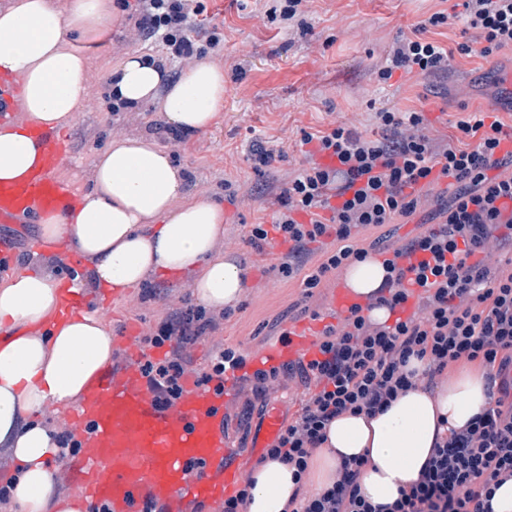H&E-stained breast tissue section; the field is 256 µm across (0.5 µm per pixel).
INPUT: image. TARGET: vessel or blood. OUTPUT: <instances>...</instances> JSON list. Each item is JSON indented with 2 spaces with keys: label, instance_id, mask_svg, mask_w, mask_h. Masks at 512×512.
<instances>
[{
  "label": "vessel or blood",
  "instance_id": "b4317fda",
  "mask_svg": "<svg viewBox=\"0 0 512 512\" xmlns=\"http://www.w3.org/2000/svg\"><path fill=\"white\" fill-rule=\"evenodd\" d=\"M18 105L16 80L0 79V122L11 119ZM35 137L44 146L43 167L22 181L0 184L1 224L63 214L73 201L71 186L54 174L67 146L48 128ZM365 303L344 284L331 297L343 314ZM138 336L135 328L123 335V364L105 368L68 413L82 446L68 466L72 495L107 505L110 512H145L149 502L178 512L188 501H223L243 481L224 437L223 395L190 380L175 406L161 407L140 370ZM310 348L307 335L291 333L274 349L256 354L251 368L289 364Z\"/></svg>",
  "mask_w": 512,
  "mask_h": 512
}]
</instances>
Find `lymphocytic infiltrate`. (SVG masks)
<instances>
[{"label":"lymphocytic infiltrate","mask_w":512,"mask_h":512,"mask_svg":"<svg viewBox=\"0 0 512 512\" xmlns=\"http://www.w3.org/2000/svg\"><path fill=\"white\" fill-rule=\"evenodd\" d=\"M461 21L483 40L482 57L512 46V0H463ZM136 26L142 37L159 41L168 57L184 61L204 55L222 38L211 32L207 44L190 33V20L201 14L199 0H136ZM436 13L415 27V36L397 43L393 67L421 76L447 71V47L427 36L447 24ZM381 138L364 140L346 125L303 132V143H316L329 164H311L282 187L272 224L251 225L247 244L262 249L277 233L288 251L276 267L285 278L302 275L311 244L335 235L339 246L303 285L318 287L330 271L369 252L354 240L367 227H382L411 216L423 189L455 180L453 193L440 200L434 227L394 248L376 306L394 311L416 300L411 315L390 323L372 322L354 306L342 326H325L317 341L319 355L297 362L292 370L310 385L301 412L283 425L265 455L304 473L311 449L326 439L329 423L344 413L375 416L413 385L410 358L428 363L436 378L450 366L478 363L487 374L491 402L462 430L436 443L420 478L403 487L389 512H489L496 487L512 478V267L491 269L493 251L512 246V153L498 149L508 133L500 120L471 112L457 123L473 147H433L419 112L380 108ZM330 217H323V210ZM204 308L168 316L147 336L152 346L170 345L163 359H145L141 373L164 407L183 392V349L203 331ZM361 460L346 462L339 479L302 504L299 512H378L361 496L356 479Z\"/></svg>","instance_id":"1"}]
</instances>
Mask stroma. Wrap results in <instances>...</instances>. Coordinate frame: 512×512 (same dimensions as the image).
I'll return each mask as SVG.
<instances>
[{
  "mask_svg": "<svg viewBox=\"0 0 512 512\" xmlns=\"http://www.w3.org/2000/svg\"><path fill=\"white\" fill-rule=\"evenodd\" d=\"M458 0H305L301 12L287 24L270 21L266 0H201L203 12L191 23L195 38L207 39L219 30L224 40L208 51L210 61L224 69V109L207 133L188 140H167L177 165L189 176L188 189L204 193L224 207L221 252L235 256L246 269L242 302L215 330L206 331L189 345L186 374L200 378L216 347L237 348L245 356L275 345L282 331L309 326L319 332L334 323L330 307L334 288L344 274L332 271L323 277L311 297L303 295V278H282L275 269L279 256L273 250L257 253L243 242L250 225L271 222L275 197L289 174L317 159L302 145V131L316 132L345 123L363 137L379 134L375 109L394 107L420 111L427 119L433 143L462 146L466 139L455 123L465 112H492L512 125V47L483 59L475 31L460 21L430 32L453 55L447 72L423 77L391 66L397 40L413 35L419 22L437 12L452 13ZM468 43L470 55L456 47ZM391 68L392 76L377 81L376 73ZM113 102L100 77H93L88 107L63 136L71 158L62 170L73 188H87L91 162L97 150L112 139L155 133L163 119L151 105L136 111H113ZM272 144L283 156L271 167L254 169L252 147ZM449 181L423 191L416 214L396 219L392 246L424 231L423 221L446 194ZM33 224H1L0 238L13 239V263L0 271V282L15 273L38 268L62 277L67 263L59 249L32 251L37 239ZM193 277L182 273L149 280L143 287L113 297L103 322L113 338L129 327L141 336L152 334L159 322L184 303L193 302ZM318 320H311V312ZM308 398L299 377H280L275 393L257 397L251 383L230 391L224 402V432L234 447L241 472L260 460L250 443L269 409H278L281 420L295 417Z\"/></svg>",
  "mask_w": 512,
  "mask_h": 512,
  "instance_id": "obj_1",
  "label": "stroma"
}]
</instances>
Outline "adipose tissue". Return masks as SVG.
I'll list each match as a JSON object with an SVG mask.
<instances>
[{
  "label": "adipose tissue",
  "instance_id": "adipose-tissue-1",
  "mask_svg": "<svg viewBox=\"0 0 512 512\" xmlns=\"http://www.w3.org/2000/svg\"><path fill=\"white\" fill-rule=\"evenodd\" d=\"M121 24L114 0H13L0 11V74L15 78L25 119L0 128V183L38 170L44 148L32 126L64 129L81 112L92 80L90 49ZM114 102L156 105L176 131L207 133L224 108V71L197 60L179 77L161 62L133 51L104 69ZM40 236L66 242L85 259L97 288L122 294L155 276L187 271L193 294L209 308L238 304L245 271L219 253L224 208L210 196L189 195L171 151L151 137L113 140L92 160V184L78 191L67 214H44ZM63 282L20 272L0 284V446L19 464L9 484L15 512H82L56 494L61 448L36 417L54 405L79 402L88 383L112 359V335L96 311L65 315ZM488 381L470 368L434 383L419 379L375 417L349 413L327 427L302 482L275 460L257 463L242 512H286L288 501L323 491L345 461L367 458L358 478L375 505L394 502L417 481L436 441L460 429L486 406Z\"/></svg>",
  "mask_w": 512,
  "mask_h": 512
}]
</instances>
